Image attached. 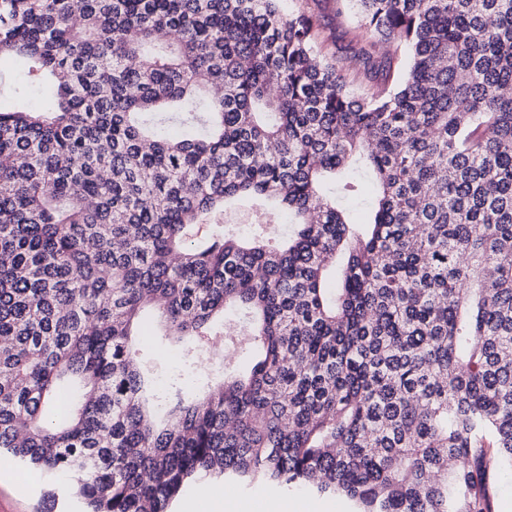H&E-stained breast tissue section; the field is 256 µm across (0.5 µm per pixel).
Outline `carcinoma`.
I'll use <instances>...</instances> for the list:
<instances>
[{
  "label": "carcinoma",
  "instance_id": "carcinoma-1",
  "mask_svg": "<svg viewBox=\"0 0 512 512\" xmlns=\"http://www.w3.org/2000/svg\"><path fill=\"white\" fill-rule=\"evenodd\" d=\"M281 2L0 0V59L44 94L0 110V452L88 512H170L224 479L493 512L489 469H512V0H336L357 26L331 53ZM358 168L364 226L340 207ZM240 206L291 233L224 223ZM234 309L241 378L212 349ZM147 315L210 366L198 396L154 380Z\"/></svg>",
  "mask_w": 512,
  "mask_h": 512
}]
</instances>
